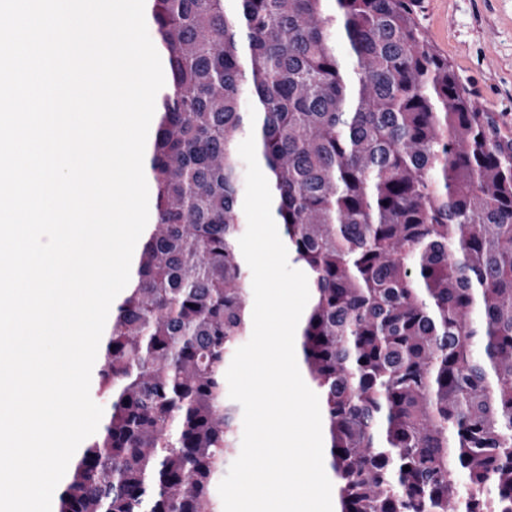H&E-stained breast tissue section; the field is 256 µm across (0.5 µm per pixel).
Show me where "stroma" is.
Instances as JSON below:
<instances>
[{
	"mask_svg": "<svg viewBox=\"0 0 512 512\" xmlns=\"http://www.w3.org/2000/svg\"><path fill=\"white\" fill-rule=\"evenodd\" d=\"M419 19L478 109L512 136V0H421Z\"/></svg>",
	"mask_w": 512,
	"mask_h": 512,
	"instance_id": "stroma-1",
	"label": "stroma"
}]
</instances>
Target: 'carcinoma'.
<instances>
[{"label": "carcinoma", "mask_w": 512, "mask_h": 512, "mask_svg": "<svg viewBox=\"0 0 512 512\" xmlns=\"http://www.w3.org/2000/svg\"><path fill=\"white\" fill-rule=\"evenodd\" d=\"M418 2L146 0L166 72L149 221L98 349L108 410L52 512H223L251 133L311 290L300 355L337 512H512V138Z\"/></svg>", "instance_id": "cac0c4a2"}]
</instances>
